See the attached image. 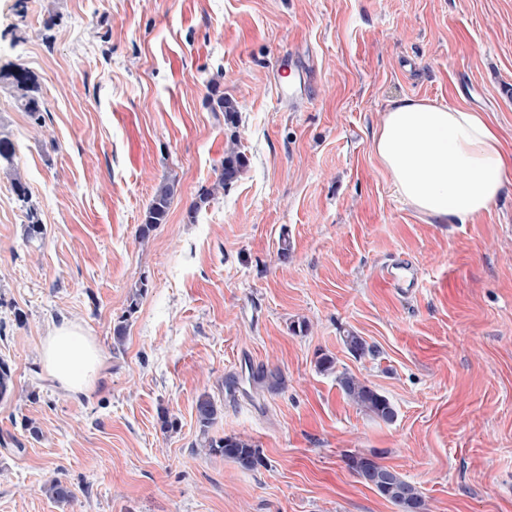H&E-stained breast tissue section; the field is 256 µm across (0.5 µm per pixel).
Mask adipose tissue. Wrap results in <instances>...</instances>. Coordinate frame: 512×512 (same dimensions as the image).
I'll list each match as a JSON object with an SVG mask.
<instances>
[{
  "mask_svg": "<svg viewBox=\"0 0 512 512\" xmlns=\"http://www.w3.org/2000/svg\"><path fill=\"white\" fill-rule=\"evenodd\" d=\"M372 149L397 191L441 224H471L512 190V156L481 113L425 99L393 100L382 115ZM41 364L62 391H86L102 358L81 328L53 326Z\"/></svg>",
  "mask_w": 512,
  "mask_h": 512,
  "instance_id": "1",
  "label": "adipose tissue"
}]
</instances>
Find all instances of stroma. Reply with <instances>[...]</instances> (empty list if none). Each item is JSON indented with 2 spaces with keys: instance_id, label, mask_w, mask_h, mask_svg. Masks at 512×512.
Masks as SVG:
<instances>
[{
  "instance_id": "stroma-1",
  "label": "stroma",
  "mask_w": 512,
  "mask_h": 512,
  "mask_svg": "<svg viewBox=\"0 0 512 512\" xmlns=\"http://www.w3.org/2000/svg\"><path fill=\"white\" fill-rule=\"evenodd\" d=\"M15 66L45 110L0 82V134L43 233L0 170V512H394L354 454L430 512H512V194L434 224L372 150L390 101L415 97L486 114L512 153V0H0ZM233 138L244 174L188 223ZM164 180L168 219L141 234ZM63 320L103 357L78 398L38 359ZM349 330L376 355L348 353ZM322 353L396 420L347 401ZM203 393L223 408L211 436L250 438L264 466L200 449ZM54 478L70 502L45 496ZM0 79L8 81L13 86L17 93V102L23 112L31 116H41L42 102L38 95L37 80L29 70L15 67L0 71ZM12 189L15 195L17 196L18 201L21 202L22 206L25 208V217L27 220V235L29 237L42 235L43 222L40 218V214L33 205L29 204L28 189L25 186V183L17 174L16 178L13 179Z\"/></svg>"
}]
</instances>
